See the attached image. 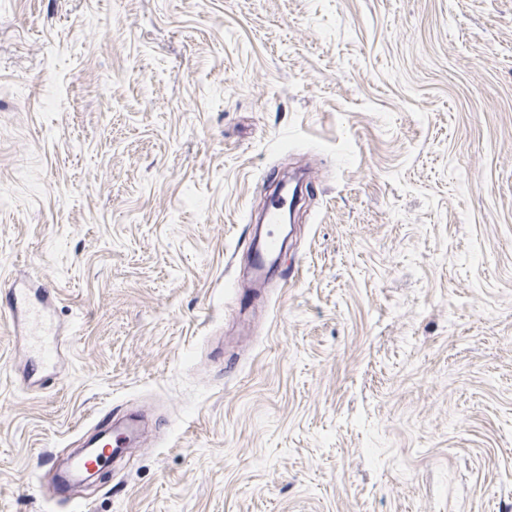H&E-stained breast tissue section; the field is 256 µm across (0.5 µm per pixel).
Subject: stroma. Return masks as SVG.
<instances>
[{"label": "stroma", "instance_id": "35a3bbf8", "mask_svg": "<svg viewBox=\"0 0 512 512\" xmlns=\"http://www.w3.org/2000/svg\"><path fill=\"white\" fill-rule=\"evenodd\" d=\"M291 163L297 276L245 307ZM0 512H512V0H0ZM47 312L43 307H26L20 326L31 349L39 354L45 365L54 367L60 359V328L48 320ZM136 433V429L131 427L122 434H114L109 431L108 436L105 439H101L106 436V433L103 435L101 432H98L94 436L96 442L90 447L97 448L96 452L90 456L86 454L76 456L73 461L74 467L79 470L90 466H93L95 469L101 468L112 460L113 448H121L122 440L129 439L136 435Z\"/></svg>", "mask_w": 512, "mask_h": 512}]
</instances>
